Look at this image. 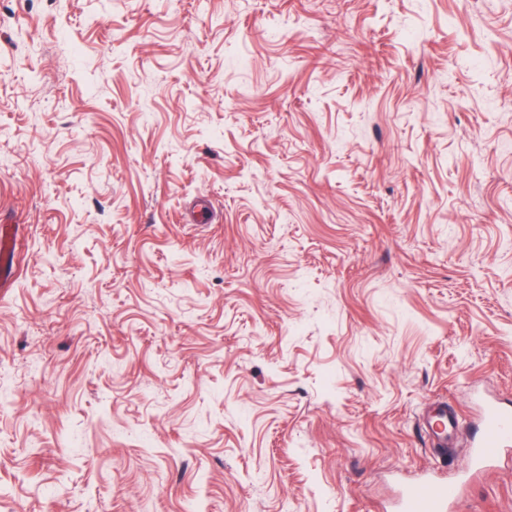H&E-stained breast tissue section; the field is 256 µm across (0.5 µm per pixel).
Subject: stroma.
I'll return each mask as SVG.
<instances>
[{"label":"stroma","instance_id":"35a3bbf8","mask_svg":"<svg viewBox=\"0 0 512 512\" xmlns=\"http://www.w3.org/2000/svg\"><path fill=\"white\" fill-rule=\"evenodd\" d=\"M2 226L0 512H512V0H0ZM481 437L474 444L472 462L477 469L490 466L504 448L512 446V408L495 401L485 403L480 417ZM464 420L454 411L448 410V406L439 405L432 409L423 420L422 431L435 440V446L443 451L451 446L448 440L461 430ZM459 485L455 482L425 481L414 485L405 495L403 512H447L457 500Z\"/></svg>","mask_w":512,"mask_h":512}]
</instances>
